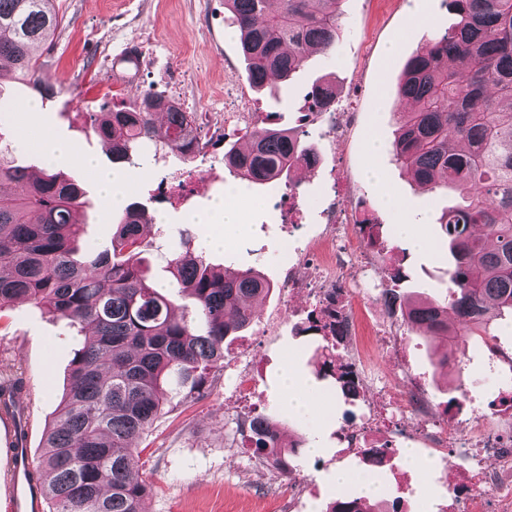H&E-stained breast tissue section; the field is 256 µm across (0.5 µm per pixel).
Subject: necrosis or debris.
Returning a JSON list of instances; mask_svg holds the SVG:
<instances>
[{
  "label": "necrosis or debris",
  "mask_w": 512,
  "mask_h": 512,
  "mask_svg": "<svg viewBox=\"0 0 512 512\" xmlns=\"http://www.w3.org/2000/svg\"><path fill=\"white\" fill-rule=\"evenodd\" d=\"M356 116L349 97L333 99L317 116L301 114L300 128L319 130L329 150L342 149ZM306 211L297 192H289L288 208L282 223L289 228L283 238L297 261L310 264L308 275L296 276L286 270L282 289L288 296L305 297L302 307L289 311L295 323H309L327 339L331 349L353 348L342 372L348 382L342 397L360 412V422L338 430L336 440L343 449L373 468L390 467L393 461V431L400 420L413 417L416 436L428 447L458 450L460 469L450 473L452 496L448 512H512V387L502 396L494 414L475 406L471 391H464L462 402L471 403L472 426L466 433H450L445 415L430 401L412 395L409 401L392 400L390 395L372 394L373 375L368 350L396 348L399 327L390 314L398 301L384 280L375 274L372 262L383 239V221L369 212L362 193H344L338 174L324 181V205L320 211L322 231L309 238H297ZM376 294L386 305L388 317H373L365 306V295Z\"/></svg>",
  "instance_id": "4bbe7bcc"
}]
</instances>
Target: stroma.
<instances>
[{"mask_svg": "<svg viewBox=\"0 0 512 512\" xmlns=\"http://www.w3.org/2000/svg\"><path fill=\"white\" fill-rule=\"evenodd\" d=\"M55 8L61 25L52 44L38 50L40 78L55 91L52 101L32 121L22 110L33 97L29 89L11 83L0 90L8 102L0 110V130L9 139L17 164L44 167L39 139L47 132L70 141L81 154L95 156L102 167H111L112 155L90 131L87 113L106 104H132L147 88L165 89L185 75L192 76L196 85L215 90V97L203 102L213 123L224 122L222 91L230 88L244 96L252 111L269 116L274 126L284 129L296 126L309 92L326 81L337 94L356 93V121L341 156L328 154L316 134L308 136V146L324 152L326 169L340 170L347 190L365 194L383 219L386 233H393L397 222L386 208V194L400 199L406 219L422 220L421 230L432 244L424 251L409 246L400 254L405 279L398 291L441 298L448 280V255L433 241L448 197L418 189L394 161L391 145L397 129L395 114L407 107L395 94L407 58L455 21L444 0H394L384 11L377 9L376 0H341V34L334 50L310 56L277 102L249 88L240 43L225 22L221 0H55ZM149 30L157 33L158 42L153 58L145 61L137 57V42ZM102 83L113 86V97L93 94V87ZM370 136L379 143L376 180L367 171L365 141ZM243 144L242 132L226 133L220 145L208 149L211 162L200 173L190 161L171 154L158 160L145 155L118 167L128 181V201L141 203L161 218L143 234L142 246L150 256L162 244L184 238L199 242L205 227L193 223V216L207 210L226 188H234L244 223L229 235L224 249L208 252L206 260L218 271L256 268L272 289L258 300L253 324L225 338L224 352L250 359L259 412L301 446L285 476L269 470L254 454L236 416L233 369L220 372L207 393L191 401L185 399L182 385L168 382L164 386L168 412L135 442V464L151 487L144 512H268L273 499L282 502L284 512H321L336 495L331 477L340 468L370 475L382 485L387 499L399 501L403 512H446L450 491L444 475L459 463L457 453L424 449V456L433 461L425 473L400 464L391 471L372 472L358 459L338 452L336 431L345 423L341 400L326 395L325 413L312 418L295 416L282 405L281 367L290 362L304 376L314 378V346L309 335L297 333L289 324L281 289L285 266L295 261L280 251L285 231L278 224L279 207L288 183L249 182L225 167V151ZM56 167L88 191L91 204L81 246L104 249L119 211L107 207L92 177L76 160L59 161ZM177 176L188 186L181 200L173 204L157 200L161 179ZM489 332L495 337V351L484 347L482 337H466L449 346V359L459 365L445 373L430 361L435 338L406 332L401 350L375 351L378 374L387 378L395 397L408 395L412 385L396 372L405 362L416 375L415 383L437 407L455 402L476 382L481 385L478 403L494 404L500 383L495 370L512 362V316L494 319ZM79 341L67 320L24 301L0 319V377H19L25 383L27 394L20 404L31 416L27 444L32 452H39L43 429L56 416ZM314 442L320 445V454L308 453ZM294 483L307 484L309 490L292 504L288 489Z\"/></svg>", "mask_w": 512, "mask_h": 512, "instance_id": "obj_1", "label": "stroma"}]
</instances>
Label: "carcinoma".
Returning <instances> with one entry per match:
<instances>
[{"label": "carcinoma", "mask_w": 512, "mask_h": 512, "mask_svg": "<svg viewBox=\"0 0 512 512\" xmlns=\"http://www.w3.org/2000/svg\"><path fill=\"white\" fill-rule=\"evenodd\" d=\"M341 0H224L239 32L246 80L277 96L310 54L339 39ZM456 22L407 59L396 95L395 160L414 183L456 193L439 219L438 248L449 252L444 295L406 299L402 317L414 332L455 341L512 314V0H443ZM60 19L54 0H0V85L11 79L45 101L34 48L52 42ZM335 94L322 83L311 107ZM90 128L125 163L147 147L185 155L195 117L173 112L163 92L145 90L140 104L88 113ZM224 165L265 184L290 175L309 154L306 135L262 120ZM89 204L82 184L62 172H32L14 163L0 133V318L19 300L87 332L71 363L58 414L43 433L32 472L49 512H143L150 493L134 464L132 442L165 413L163 383L176 378L199 394L224 368V338L252 324L270 283L255 268L214 272L188 240L143 255L148 211L131 205L110 245L75 258ZM160 265L177 292L160 291ZM17 378L0 383V413L21 420ZM280 465L292 449L270 423L250 440Z\"/></svg>", "instance_id": "carcinoma-1"}]
</instances>
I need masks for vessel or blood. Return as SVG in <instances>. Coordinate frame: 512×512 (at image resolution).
<instances>
[{
	"label": "vessel or blood",
	"mask_w": 512,
	"mask_h": 512,
	"mask_svg": "<svg viewBox=\"0 0 512 512\" xmlns=\"http://www.w3.org/2000/svg\"><path fill=\"white\" fill-rule=\"evenodd\" d=\"M33 465L32 451L26 441L21 438L12 439L6 451L10 492L6 507L1 512H46L47 500L42 490L29 480Z\"/></svg>",
	"instance_id": "b4317fda"
}]
</instances>
